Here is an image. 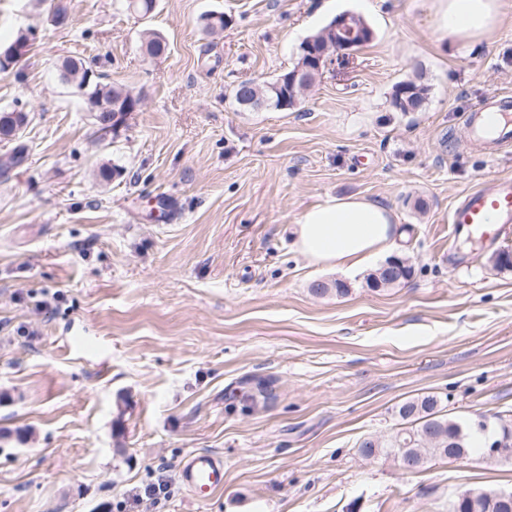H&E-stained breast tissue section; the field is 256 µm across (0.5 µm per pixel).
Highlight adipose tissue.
<instances>
[{"label": "adipose tissue", "mask_w": 512, "mask_h": 512, "mask_svg": "<svg viewBox=\"0 0 512 512\" xmlns=\"http://www.w3.org/2000/svg\"><path fill=\"white\" fill-rule=\"evenodd\" d=\"M442 37L470 43L492 35L504 0H431ZM295 248L309 263L352 271L387 253L400 236L389 207L357 196L336 197L305 209L295 226Z\"/></svg>", "instance_id": "1"}]
</instances>
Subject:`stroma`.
Here are the masks:
<instances>
[{
  "label": "stroma",
  "mask_w": 512,
  "mask_h": 512,
  "mask_svg": "<svg viewBox=\"0 0 512 512\" xmlns=\"http://www.w3.org/2000/svg\"><path fill=\"white\" fill-rule=\"evenodd\" d=\"M0 0V41L36 32L0 110L25 108L29 159L0 178V512H448L466 489L512 490V463L405 471L358 452L432 393L442 412L512 425V270L450 237L460 196L512 175V149L469 145L466 118L512 95V10L486 39L434 35L427 0ZM222 12L206 34L201 17ZM350 12L371 42L287 110H244L239 81L291 69L299 44ZM167 52L140 49L144 29ZM85 58L144 98L116 137L57 70ZM421 78L422 111L391 95ZM122 167L100 181L101 164ZM391 208L414 272L314 296L341 278L294 248L300 213L332 197ZM272 384L257 396L254 380ZM224 458L196 502L187 454ZM169 482L167 496L147 490Z\"/></svg>",
  "instance_id": "35a3bbf8"
}]
</instances>
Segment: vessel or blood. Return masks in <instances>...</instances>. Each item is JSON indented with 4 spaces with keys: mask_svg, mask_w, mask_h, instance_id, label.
Listing matches in <instances>:
<instances>
[{
    "mask_svg": "<svg viewBox=\"0 0 512 512\" xmlns=\"http://www.w3.org/2000/svg\"><path fill=\"white\" fill-rule=\"evenodd\" d=\"M474 144L494 134L500 147L512 145V96L492 94L468 115ZM453 230L481 244L494 243L502 229L512 225V176L500 175L469 190L451 215ZM183 485L198 502L224 486V460L207 451L187 455L180 468Z\"/></svg>",
    "mask_w": 512,
    "mask_h": 512,
    "instance_id": "b4317fda",
    "label": "vessel or blood"
}]
</instances>
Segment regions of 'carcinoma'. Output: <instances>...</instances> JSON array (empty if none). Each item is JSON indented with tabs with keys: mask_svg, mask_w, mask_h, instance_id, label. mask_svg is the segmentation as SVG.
<instances>
[{
	"mask_svg": "<svg viewBox=\"0 0 512 512\" xmlns=\"http://www.w3.org/2000/svg\"><path fill=\"white\" fill-rule=\"evenodd\" d=\"M142 46L154 57L163 55L168 44L165 38L154 30L143 32ZM64 68L67 83L79 79L87 68L83 59L68 57ZM279 75L270 82L254 83L249 91L262 100L264 108L282 110L292 107L288 99V86ZM128 89L121 85L102 82L101 86L89 90L86 106L91 112L96 133L101 140L106 139L108 132L101 123L112 120V111L93 109L92 105L99 101L107 104L124 97ZM428 95V86L417 80H407L397 84L392 94V105L400 112H418ZM28 112L18 109L16 112L3 110L0 112V134L10 136L8 142L11 149L0 155V175L21 166L29 156L28 145L24 141L27 129L25 117ZM441 401L434 394L416 396L404 401L398 408L399 417L406 421L407 427L392 434L387 439L370 438L359 443L358 452L365 458L385 457L397 461L408 459L413 469L424 467L433 459H446L453 454L456 458H467L480 454L484 459L493 462H512V456L493 455L489 446L494 442L504 441L512 446V429L500 426L494 429L491 418L484 420L458 421L440 414ZM450 512H512V504L504 503L499 498V490L494 488L480 489L471 492L469 497H456Z\"/></svg>",
	"mask_w": 512,
	"mask_h": 512,
	"instance_id": "obj_1",
	"label": "carcinoma"
}]
</instances>
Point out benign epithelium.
I'll use <instances>...</instances> for the list:
<instances>
[{
	"label": "benign epithelium",
	"mask_w": 512,
	"mask_h": 512,
	"mask_svg": "<svg viewBox=\"0 0 512 512\" xmlns=\"http://www.w3.org/2000/svg\"><path fill=\"white\" fill-rule=\"evenodd\" d=\"M364 36L363 27L357 24V16L344 13L337 16L318 39L304 40L300 63L288 74V87L293 101H298L301 94L325 71L334 68L338 62L348 61L356 52ZM28 51L27 43L0 46V64L10 70L23 61ZM141 105V95L134 91L128 92L126 103L120 107V113L114 117L116 124L112 132H118L124 120L140 111Z\"/></svg>",
	"instance_id": "obj_1"
}]
</instances>
